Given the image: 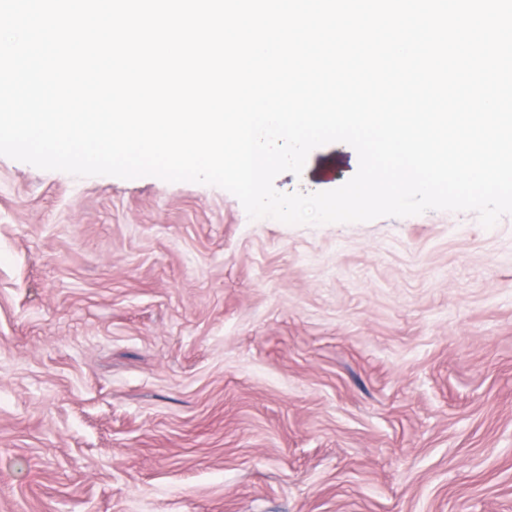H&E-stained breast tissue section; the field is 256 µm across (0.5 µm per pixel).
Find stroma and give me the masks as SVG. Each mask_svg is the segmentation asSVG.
I'll return each mask as SVG.
<instances>
[{"label":"stroma","mask_w":512,"mask_h":512,"mask_svg":"<svg viewBox=\"0 0 512 512\" xmlns=\"http://www.w3.org/2000/svg\"><path fill=\"white\" fill-rule=\"evenodd\" d=\"M0 512H512V216L287 225L0 156Z\"/></svg>","instance_id":"1"}]
</instances>
